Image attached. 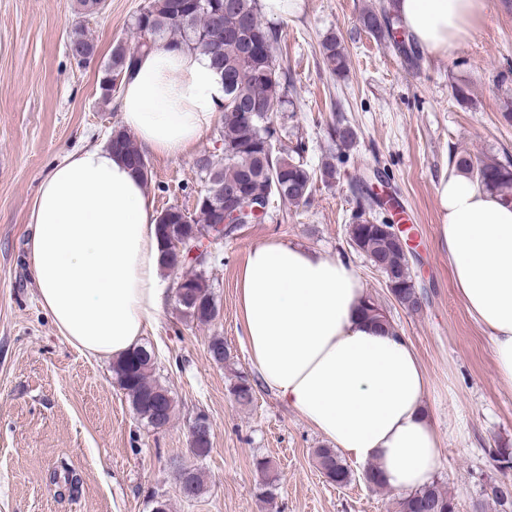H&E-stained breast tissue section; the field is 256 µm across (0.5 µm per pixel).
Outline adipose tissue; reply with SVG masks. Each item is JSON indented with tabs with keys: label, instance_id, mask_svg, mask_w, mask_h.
<instances>
[{
	"label": "adipose tissue",
	"instance_id": "obj_1",
	"mask_svg": "<svg viewBox=\"0 0 512 512\" xmlns=\"http://www.w3.org/2000/svg\"><path fill=\"white\" fill-rule=\"evenodd\" d=\"M414 41L444 56L481 22L484 0H396ZM224 84L209 57L173 47L138 59L119 99L125 129L150 153L182 156L210 130ZM441 241L468 311L512 387V201L449 172L436 188ZM38 300L60 336L98 358L139 345L167 302L153 202L124 158L68 154L42 179L28 224ZM240 319L260 381L337 451L377 465L384 485L430 484L439 440L413 345L365 319L366 286L340 257L267 240L238 281Z\"/></svg>",
	"mask_w": 512,
	"mask_h": 512
}]
</instances>
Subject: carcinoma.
<instances>
[{
    "instance_id": "cac0c4a2",
    "label": "carcinoma",
    "mask_w": 512,
    "mask_h": 512,
    "mask_svg": "<svg viewBox=\"0 0 512 512\" xmlns=\"http://www.w3.org/2000/svg\"><path fill=\"white\" fill-rule=\"evenodd\" d=\"M363 27L372 34L397 32L399 19L385 13L369 11L362 16ZM132 25L144 29L151 40L140 42L134 48L117 43L104 64L100 80L101 98L112 99L111 87L122 86L134 61L141 53L150 51L159 42L210 56L214 67L224 71L225 102L224 126L221 140L224 158H206L199 168L204 188L194 213L178 206L162 210L156 224L167 245L163 254V271L179 274L182 288L177 304L183 317L198 324L210 323L217 314V306L207 264L185 268L178 246L201 229L218 224L224 214V187L236 185L249 199L250 208L268 201L296 204L307 200L313 190L315 175L330 183L336 179V165L325 161L314 172L304 161L305 148L299 144L290 152L276 147L282 131L274 126V114L288 103V70L276 63L273 46L281 32L262 22L259 0H144V6L135 14ZM68 54L96 55V46L83 26L70 33ZM322 56L326 67L340 75L347 69V57L336 37L322 43ZM328 135L338 150L352 147L357 133L348 124L337 121L329 127ZM108 146L122 154L134 171L149 180L148 162L138 150L131 135L124 129L112 130ZM456 167L465 171L482 188L512 199V162L483 161L478 165L467 157L456 160ZM380 219L373 208L363 205L352 215L348 225L351 247L364 254L371 265L379 266L385 282L392 284V297L406 310H422L421 294L416 288L409 261L400 244L384 234L378 227ZM366 317L393 329L382 308L372 299L364 307ZM210 355H219L216 362H230V352L224 339L215 336L208 346ZM154 355L144 347L133 349L126 357L112 365L115 379L131 402L138 417L156 428L170 422L175 406L169 390L153 377ZM235 403L249 405L256 391L248 375L240 373L230 388ZM318 466L325 478L337 486L352 480L350 468L331 448L315 450ZM258 477L256 489L263 497L271 498L278 488V474L272 460L258 456L253 459ZM189 485V497L200 495L204 489L202 472L192 466L181 468ZM398 512H457L455 498L441 487L430 484L416 490L397 502Z\"/></svg>"
}]
</instances>
